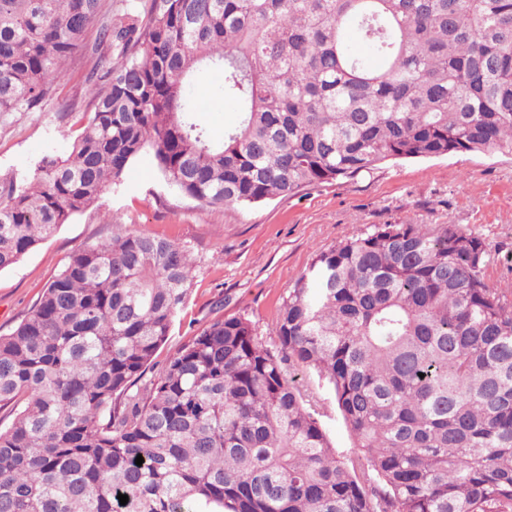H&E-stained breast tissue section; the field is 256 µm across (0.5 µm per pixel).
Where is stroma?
<instances>
[{
    "label": "stroma",
    "instance_id": "stroma-1",
    "mask_svg": "<svg viewBox=\"0 0 512 512\" xmlns=\"http://www.w3.org/2000/svg\"><path fill=\"white\" fill-rule=\"evenodd\" d=\"M94 62L82 52L42 111L0 122V178L32 174L59 130L76 132L67 113L75 104L86 107ZM222 80L209 71L194 85L197 116L217 139L237 119L235 105L214 95ZM117 224L174 240L193 258L187 304L156 356L159 368L220 317L245 316L273 340L282 300L316 254L376 224L463 225L489 246L487 282L512 294L510 157L458 153L390 162L352 180L306 187L262 204L202 208L164 181L148 152L99 205L75 215L14 267L0 270V334L12 332L75 250L109 240Z\"/></svg>",
    "mask_w": 512,
    "mask_h": 512
}]
</instances>
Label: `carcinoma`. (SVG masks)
<instances>
[{
	"mask_svg": "<svg viewBox=\"0 0 512 512\" xmlns=\"http://www.w3.org/2000/svg\"><path fill=\"white\" fill-rule=\"evenodd\" d=\"M87 45L68 151L0 180V270L147 151L208 207L512 156V0H0V116L41 110ZM206 70L239 113L221 141L191 96ZM489 260L459 224H378L288 289L277 350L220 318L147 380L189 251L122 231L76 250L0 335V512H512V296ZM289 368L333 394L363 456L336 452Z\"/></svg>",
	"mask_w": 512,
	"mask_h": 512,
	"instance_id": "obj_1",
	"label": "carcinoma"
}]
</instances>
